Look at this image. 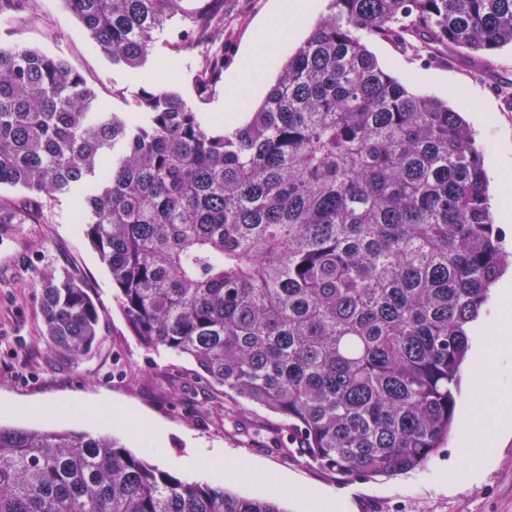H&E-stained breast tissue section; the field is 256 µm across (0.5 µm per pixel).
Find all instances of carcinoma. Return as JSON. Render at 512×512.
I'll return each mask as SVG.
<instances>
[{
  "mask_svg": "<svg viewBox=\"0 0 512 512\" xmlns=\"http://www.w3.org/2000/svg\"><path fill=\"white\" fill-rule=\"evenodd\" d=\"M114 66L141 67L182 13L199 101L224 82V0H65ZM438 57L512 46V0H328L262 103L219 124L142 88L136 123L99 112L60 56L0 47V234L78 215L141 343L282 417L321 470L422 467L454 424L471 326L512 264L486 151L440 99L382 68L375 39ZM49 346L78 362L101 311L67 273L41 278ZM186 482L109 434L0 426V512H285Z\"/></svg>",
  "mask_w": 512,
  "mask_h": 512,
  "instance_id": "obj_1",
  "label": "carcinoma"
}]
</instances>
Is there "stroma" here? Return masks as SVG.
Masks as SVG:
<instances>
[{"label":"stroma","instance_id":"1","mask_svg":"<svg viewBox=\"0 0 512 512\" xmlns=\"http://www.w3.org/2000/svg\"><path fill=\"white\" fill-rule=\"evenodd\" d=\"M277 0H224V82L198 111L230 116L224 95ZM182 17L155 35L147 62L136 70L112 65L79 30L65 0H13L0 14V47H36L64 58L96 95L99 108L137 119L139 88L163 87L194 100L197 57L170 66V42L188 38ZM380 65L415 92L456 107L475 130L487 155L490 182L499 160H512V99L498 85L512 78V47L487 56L455 51L434 59L386 40L369 44ZM80 191L56 195L42 224H21L0 236V424L42 430L109 432L133 454L185 481H195L183 461L200 449H221L240 460L251 479L224 482L230 493L263 499L279 493L286 512H512V426L475 434L482 457L472 459L473 479L451 482L462 462L450 435L426 464L394 477L370 480L331 476L300 454L283 420L208 386L194 363L143 346L122 314L111 276L83 237L76 217ZM63 270L82 281L104 315L102 333L88 356L73 362L52 352L43 336L40 279ZM87 407L109 403L121 410L104 422L72 415L55 418L32 409L52 402Z\"/></svg>","mask_w":512,"mask_h":512}]
</instances>
